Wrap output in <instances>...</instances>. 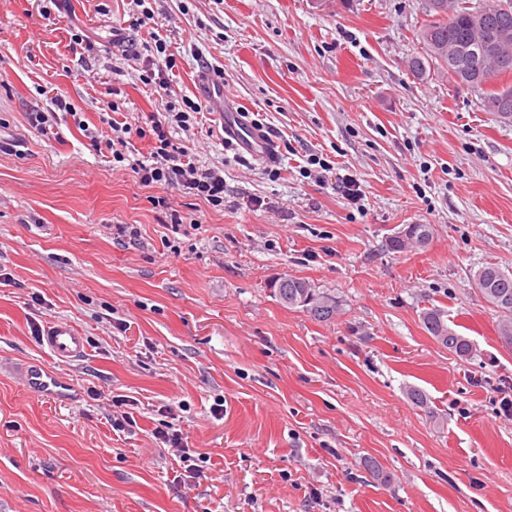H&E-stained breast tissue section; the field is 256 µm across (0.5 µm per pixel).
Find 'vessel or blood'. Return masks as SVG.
Segmentation results:
<instances>
[{"label": "vessel or blood", "instance_id": "vessel-or-blood-1", "mask_svg": "<svg viewBox=\"0 0 512 512\" xmlns=\"http://www.w3.org/2000/svg\"><path fill=\"white\" fill-rule=\"evenodd\" d=\"M196 91L204 103L219 113L225 135L234 141L239 151L257 159H266L272 155L273 140L267 132L244 120L240 113L226 111L222 76L209 71L199 72L196 77ZM42 344L52 358L61 362L77 360L86 348L85 338L81 332L65 322L50 324ZM19 376L25 386L33 392L56 399H66L70 396L69 384L39 365H26L20 369Z\"/></svg>", "mask_w": 512, "mask_h": 512}]
</instances>
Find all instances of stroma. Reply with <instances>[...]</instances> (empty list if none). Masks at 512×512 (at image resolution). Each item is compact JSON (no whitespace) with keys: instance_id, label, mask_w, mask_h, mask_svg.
<instances>
[{"instance_id":"35a3bbf8","label":"stroma","mask_w":512,"mask_h":512,"mask_svg":"<svg viewBox=\"0 0 512 512\" xmlns=\"http://www.w3.org/2000/svg\"><path fill=\"white\" fill-rule=\"evenodd\" d=\"M427 5L155 0L176 30L174 95L220 70L233 109L278 144L277 160L241 162L218 114L173 130L223 169L215 206L140 183L130 162L152 137L122 162L94 145L114 111L145 125L160 110L112 44L116 27L133 50L147 39L133 0H0V512H512V348L471 277L512 272V120L446 73L412 75ZM36 111L51 132L29 125ZM116 224L141 235L117 240ZM411 224L428 244L391 250ZM288 275L338 314L284 308L271 285ZM435 306L470 357L426 331ZM57 321L85 336L80 359L43 348ZM23 362L65 378L70 400L27 389ZM167 426L202 479H177L155 437Z\"/></svg>"}]
</instances>
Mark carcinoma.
<instances>
[{"instance_id":"cac0c4a2","label":"carcinoma","mask_w":512,"mask_h":512,"mask_svg":"<svg viewBox=\"0 0 512 512\" xmlns=\"http://www.w3.org/2000/svg\"><path fill=\"white\" fill-rule=\"evenodd\" d=\"M428 19L422 25L420 39L424 55L411 61L417 77L427 73V67H440L459 85L480 88L495 76H512V44L493 53L475 58L478 44L489 41L503 30L512 32V0H492L485 6H474L469 0H457L448 9V0H430ZM454 44L457 57L448 62V44ZM512 111V86L491 90L482 98V110L503 116ZM472 279L482 298L499 314L500 336H512V273L496 265L477 269ZM279 303L289 309H299L308 316L326 321L339 308L336 296L320 290L310 281L288 276L272 284ZM423 325L435 340L448 351L466 358L473 352L472 343L462 336L455 325L448 324L446 312L431 308L423 312Z\"/></svg>"}]
</instances>
